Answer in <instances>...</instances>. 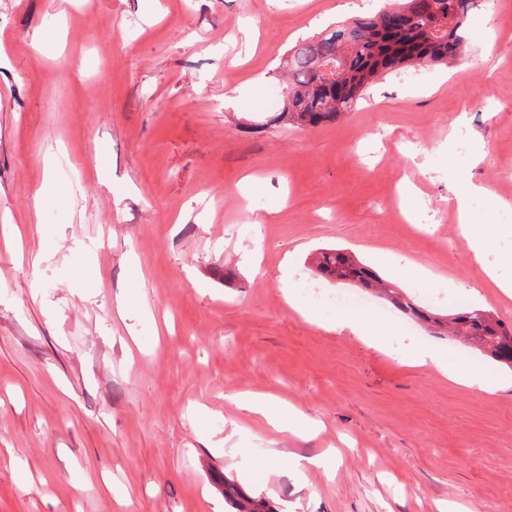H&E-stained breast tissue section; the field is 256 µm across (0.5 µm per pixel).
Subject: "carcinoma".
<instances>
[{"mask_svg": "<svg viewBox=\"0 0 512 512\" xmlns=\"http://www.w3.org/2000/svg\"><path fill=\"white\" fill-rule=\"evenodd\" d=\"M394 5L409 14L404 29L394 36L386 33L389 10L384 9L292 47L286 61V95L274 120L298 127L334 121L353 110L360 93L379 74L432 63L447 65L465 51L470 40L467 21L478 0H433L428 13L419 10L417 0H394ZM330 60L336 61V84L346 90L342 96L318 93L317 69ZM316 269L330 281L372 291L407 317L428 327L436 324L444 328L442 335L512 369V326L493 312L472 308L445 315L433 313L342 249L321 250ZM224 501L233 512H274L265 499L245 495L227 478Z\"/></svg>", "mask_w": 512, "mask_h": 512, "instance_id": "obj_1", "label": "carcinoma"}]
</instances>
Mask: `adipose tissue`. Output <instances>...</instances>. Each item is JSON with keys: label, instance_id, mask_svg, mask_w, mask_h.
Here are the masks:
<instances>
[{"label": "adipose tissue", "instance_id": "ef3b65f1", "mask_svg": "<svg viewBox=\"0 0 512 512\" xmlns=\"http://www.w3.org/2000/svg\"><path fill=\"white\" fill-rule=\"evenodd\" d=\"M486 193L484 186L469 181L454 193L452 201L459 220V231L482 269L483 288L495 289L501 299L510 300L512 277L504 276L498 265L486 261L487 254L499 237L500 226L470 221L472 200ZM402 358L410 366L433 369L450 382L479 393L494 394L506 386L499 376L487 372L468 358L449 359L442 349L433 345L408 347ZM235 403L239 409L262 416L277 431L300 436L313 429L312 421L301 410L274 397L243 393L236 396Z\"/></svg>", "mask_w": 512, "mask_h": 512}]
</instances>
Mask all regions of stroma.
Segmentation results:
<instances>
[{
  "mask_svg": "<svg viewBox=\"0 0 512 512\" xmlns=\"http://www.w3.org/2000/svg\"><path fill=\"white\" fill-rule=\"evenodd\" d=\"M383 3L0 0V512H225L227 477L275 512L512 500V386L406 365L415 343L465 349L383 300L384 350L288 304L326 246L388 279L427 265L424 295L476 284L448 199L484 184L472 221L497 224L512 196V0H480L451 65L382 75L333 123L268 124L295 43ZM48 180L71 194L43 208ZM246 391L318 431H274Z\"/></svg>",
  "mask_w": 512,
  "mask_h": 512,
  "instance_id": "stroma-1",
  "label": "stroma"
}]
</instances>
